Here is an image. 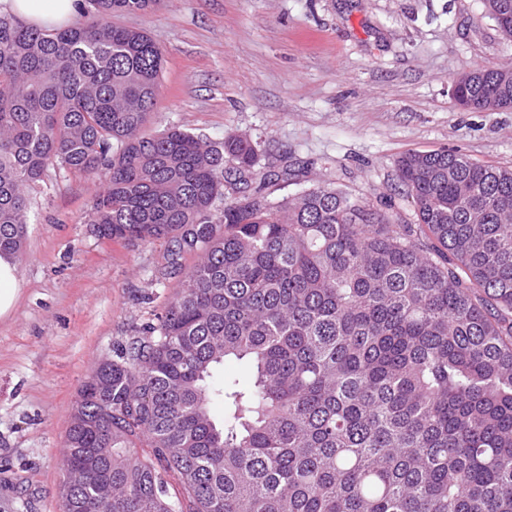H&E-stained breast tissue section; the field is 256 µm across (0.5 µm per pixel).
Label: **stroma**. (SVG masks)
<instances>
[{
    "label": "stroma",
    "instance_id": "stroma-1",
    "mask_svg": "<svg viewBox=\"0 0 512 512\" xmlns=\"http://www.w3.org/2000/svg\"><path fill=\"white\" fill-rule=\"evenodd\" d=\"M114 22L164 52L149 132L247 135L260 167L287 159L300 185L334 184L403 224L417 221L403 153L512 167V109L466 110L451 95L459 75L512 63L481 0H162ZM98 189L51 170L31 194L21 293L0 319V512H61L83 382L172 294L166 241L107 240L86 224Z\"/></svg>",
    "mask_w": 512,
    "mask_h": 512
}]
</instances>
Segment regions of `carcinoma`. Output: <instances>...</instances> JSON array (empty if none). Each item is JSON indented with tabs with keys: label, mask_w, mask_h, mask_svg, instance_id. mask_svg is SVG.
<instances>
[{
	"label": "carcinoma",
	"mask_w": 512,
	"mask_h": 512,
	"mask_svg": "<svg viewBox=\"0 0 512 512\" xmlns=\"http://www.w3.org/2000/svg\"><path fill=\"white\" fill-rule=\"evenodd\" d=\"M483 2L512 41V0ZM156 3L90 0L50 30L0 14V254L52 168L104 177L86 223L168 240L177 281L80 389L63 512H512V167L402 155L416 228L327 184L273 199L296 174L257 171L249 138L146 131L164 54L112 17ZM499 70L456 103L512 106ZM232 358L248 381L216 387ZM106 445L112 482L76 475Z\"/></svg>",
	"instance_id": "carcinoma-1"
}]
</instances>
